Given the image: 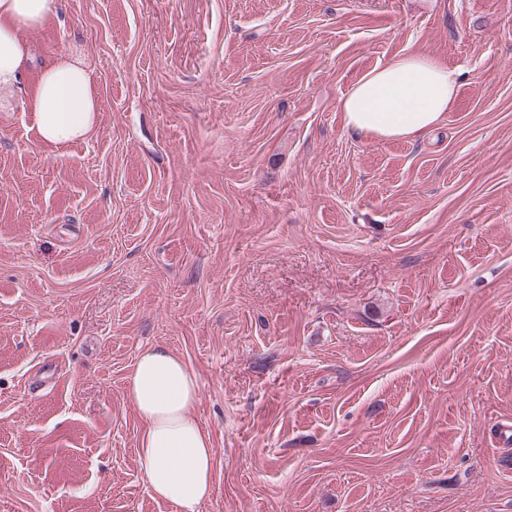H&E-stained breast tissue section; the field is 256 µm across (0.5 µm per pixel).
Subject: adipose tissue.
<instances>
[{"label": "adipose tissue", "mask_w": 512, "mask_h": 512, "mask_svg": "<svg viewBox=\"0 0 512 512\" xmlns=\"http://www.w3.org/2000/svg\"><path fill=\"white\" fill-rule=\"evenodd\" d=\"M58 0H0V99L31 64L24 38L58 10ZM458 73L441 60L403 53L359 78L340 102L351 132L379 140H416L443 121L456 97ZM29 107L43 141L55 147L85 137L99 102L81 58L45 64ZM195 372L168 347L145 348L128 376L126 398L143 422L137 459L154 496L176 512H198L212 491L214 450L197 419Z\"/></svg>", "instance_id": "adipose-tissue-1"}]
</instances>
